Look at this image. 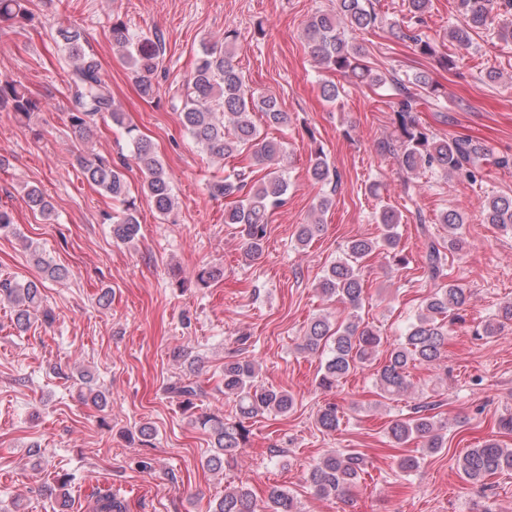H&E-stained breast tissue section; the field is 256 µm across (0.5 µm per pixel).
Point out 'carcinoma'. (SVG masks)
<instances>
[{"label":"carcinoma","instance_id":"1","mask_svg":"<svg viewBox=\"0 0 512 512\" xmlns=\"http://www.w3.org/2000/svg\"><path fill=\"white\" fill-rule=\"evenodd\" d=\"M407 2L408 25L398 31L396 38L410 42L420 55L433 57L436 55L433 42L417 29L424 23L431 0ZM459 4L464 22L451 28L448 37L461 47L470 43V30L485 29L491 24L493 10L512 11V0H459ZM377 19L371 0H336V9L311 16L304 27V38L319 67L339 72L369 87L387 83L392 86L398 134L394 139L380 141L377 144L379 153L394 156L408 175L436 168L446 176H459L471 184L478 183L482 180L486 161L483 145L465 136L437 137L417 119L416 112L424 101L423 96L413 92L397 75L381 74L363 60L361 47L350 34L374 27ZM35 20L30 0H0V36L33 26ZM112 34L123 62L136 76L140 95L146 99L154 98L157 93L154 75L163 51L162 44L149 37H131L124 23L119 21L112 24ZM54 42L71 62L67 73L66 114L73 132L84 142L90 137L97 117L108 115L112 124L125 130L134 145V159L145 174L142 192L159 214L169 213L174 207V197L163 163L152 143L139 134L136 127L126 123L124 113L115 107L112 90L102 78L100 63L86 52L83 32L62 26L56 30ZM237 47L238 35L233 30L224 32V42L204 46L190 78L181 89L180 116L186 133L209 156L223 160L236 157L248 148L252 150L256 164L269 168V172L257 180L250 178L243 167L209 184L211 196L232 198L224 209V223L240 225L248 256L255 257L263 251L270 213L285 203L289 182L283 165L286 154L283 143L261 136L252 114L261 112L266 124L274 127L287 123L288 114L280 108L275 97H257L249 89L235 64ZM42 108V99L33 95L25 85L0 78V112H12L16 119L27 121ZM77 164L89 184L121 205V214L106 216L111 222L112 238L123 244L133 241L140 223L136 198L131 195L125 174L126 164H116L95 154L78 156ZM310 175L318 183L336 175L321 150L315 152ZM26 198L28 205L44 219H52L53 206L40 189H28ZM331 206L332 200L328 196L318 200L314 219L298 225L296 240L299 245H308L321 233L322 215ZM482 216L486 224L505 229L511 227L512 195H498L486 200ZM377 221L383 226V237L378 241L351 240L344 256L329 266L317 284L322 297L337 299L350 308L349 319L344 323H334L325 315L312 320L299 345L302 351L319 352L324 356L318 386L326 391L337 387L356 369L373 363L382 345L378 332L362 323L358 316L363 300L361 264L378 251L400 264L406 263V259L399 251L397 227L401 224V215L384 206ZM439 223L448 230V248L458 246L463 217L450 209L441 214ZM35 261L45 278L55 282L68 278L67 269L40 256ZM425 261L427 277L433 281L434 288L423 300L404 336L390 346L384 362L376 370V387L379 396L385 399L398 397L408 390L410 368L440 361L448 346L451 327L463 320L461 312L466 310L470 300L466 289L447 282L446 255L433 241L427 245ZM41 288L43 282L38 279H0V299L12 304L18 330H27L38 319L45 323L53 321L52 311L42 306ZM505 321H512V301L500 306L495 317L486 322L477 335L495 336ZM170 390L182 399L186 411L195 408V401L205 396L202 387L192 381L177 382ZM224 398L234 403V417L204 411L195 417V422L211 434L213 453L206 464L214 470L222 469L225 461L245 448L250 420L264 414L285 415L295 404L291 393L259 380L257 364L245 358L224 363ZM433 409L432 403L416 404L408 417L395 421L388 428V437L396 445L415 439L424 441L422 455L399 458L397 467L407 475L420 468L425 455L445 447L446 433L431 414ZM340 419L339 407L328 402L319 409L316 426L323 433H332L338 429ZM364 468L363 454L336 450L310 465L306 482L317 496L341 499L356 485ZM457 469L467 483L483 489L489 477L512 471V448L503 447L492 435L467 449L458 458ZM92 510L126 512V505L111 488L98 487L93 491ZM209 512H298V508L295 497L279 487L271 488L261 507L249 487L241 482L226 487L224 496L216 500Z\"/></svg>","mask_w":512,"mask_h":512}]
</instances>
